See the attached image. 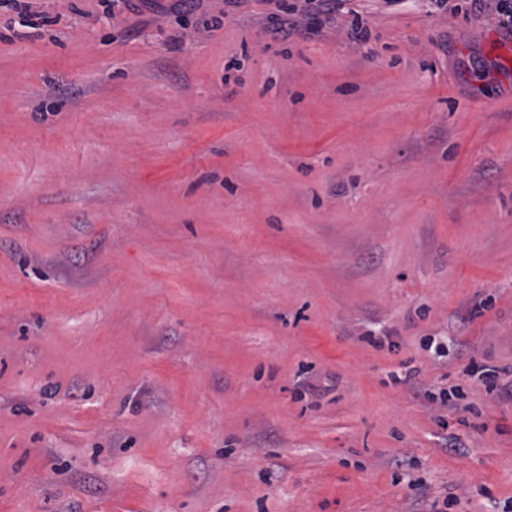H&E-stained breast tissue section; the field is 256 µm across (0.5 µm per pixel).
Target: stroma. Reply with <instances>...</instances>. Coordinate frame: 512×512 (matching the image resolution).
Listing matches in <instances>:
<instances>
[{
    "mask_svg": "<svg viewBox=\"0 0 512 512\" xmlns=\"http://www.w3.org/2000/svg\"><path fill=\"white\" fill-rule=\"evenodd\" d=\"M25 2L0 512L512 504V394L464 373L512 370V34L429 0L287 41L272 0Z\"/></svg>",
    "mask_w": 512,
    "mask_h": 512,
    "instance_id": "stroma-1",
    "label": "stroma"
}]
</instances>
